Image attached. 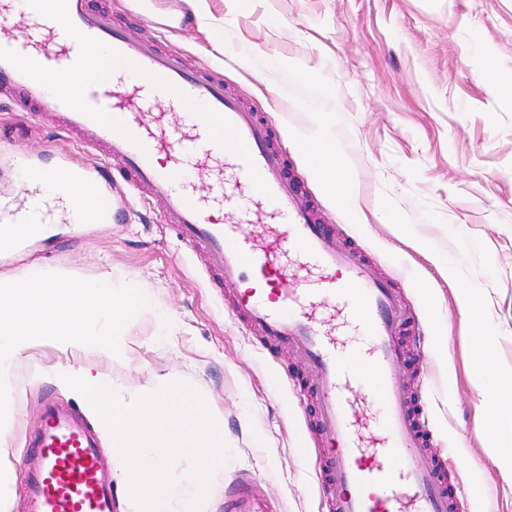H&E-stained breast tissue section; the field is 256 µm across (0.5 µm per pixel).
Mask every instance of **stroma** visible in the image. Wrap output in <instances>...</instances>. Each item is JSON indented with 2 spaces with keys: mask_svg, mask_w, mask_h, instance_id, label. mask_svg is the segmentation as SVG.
I'll return each mask as SVG.
<instances>
[{
  "mask_svg": "<svg viewBox=\"0 0 512 512\" xmlns=\"http://www.w3.org/2000/svg\"><path fill=\"white\" fill-rule=\"evenodd\" d=\"M112 20L175 47L278 131L288 173L368 271L399 289L409 319L399 338L396 386L409 409L427 403L430 456L444 461L468 512H512V474L490 450L512 440V400L489 405L472 377L474 336L460 297L479 301L494 343L487 369L512 378V105L492 71L512 75V0H112ZM328 122L351 179L327 198L296 135ZM22 133L0 151V196L18 193L19 152L52 165L96 160L34 115L0 110ZM162 204L133 194L109 224L53 225L48 236L0 248V273L34 270L111 276L145 288L173 325L142 315L111 356L89 346L33 341L14 377L81 363L133 399L174 378L191 383L221 419L229 457L213 477L210 512H325L330 460L316 424L318 390L296 345L260 343L233 316L237 288L162 224ZM448 338L447 348L434 343ZM55 399L97 415L80 395L45 379L9 406L16 444L0 447V512H19L18 483L38 458L26 443ZM498 436L480 428L486 410Z\"/></svg>",
  "mask_w": 512,
  "mask_h": 512,
  "instance_id": "obj_1",
  "label": "stroma"
}]
</instances>
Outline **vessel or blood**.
<instances>
[{
  "mask_svg": "<svg viewBox=\"0 0 512 512\" xmlns=\"http://www.w3.org/2000/svg\"><path fill=\"white\" fill-rule=\"evenodd\" d=\"M92 48L102 50L99 62L89 57ZM96 65L110 72V86L91 77ZM66 74L84 76L80 97L56 91ZM0 99L102 151L103 167H63L66 181L82 182L102 197L101 222L112 221L113 188L145 189L163 199L162 221L177 239L201 249L220 279L241 283L233 315L268 343L302 349L319 392L322 445L335 454L328 512H466V504L449 495L437 463L424 458L426 426L395 388L405 315L400 295L370 276L359 253L320 223L285 174L288 157L274 147L273 127L227 92L223 79L188 65L177 49H160L113 26L110 9L91 8L89 0H52L47 10L40 0H0ZM161 104L180 110V122L169 123L157 110ZM115 158L123 162L117 171ZM210 158L222 159L224 168L209 195L180 184L185 167ZM15 164L27 178L19 199H0V236L11 235L33 212L51 224L62 208L69 223H84L66 189L43 195L48 169L39 159L20 156ZM237 188L241 217L230 223L221 201ZM263 223L282 230L260 248L251 227ZM291 253L325 271L318 288L283 283L279 259ZM336 308L368 338L366 374H351L316 317ZM353 384L383 396L387 405L370 448L353 430ZM29 444L40 465L21 488V512H115L112 464L78 411L47 401Z\"/></svg>",
  "mask_w": 512,
  "mask_h": 512,
  "instance_id": "obj_1",
  "label": "vessel or blood"
}]
</instances>
